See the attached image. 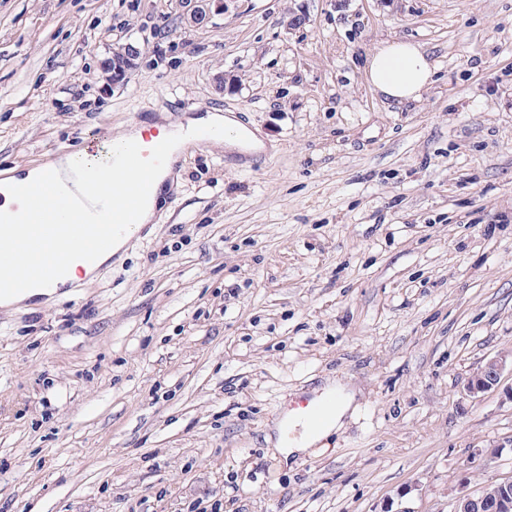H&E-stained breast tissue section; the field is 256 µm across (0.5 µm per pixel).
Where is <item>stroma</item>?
Masks as SVG:
<instances>
[{"label":"stroma","instance_id":"35a3bbf8","mask_svg":"<svg viewBox=\"0 0 512 512\" xmlns=\"http://www.w3.org/2000/svg\"><path fill=\"white\" fill-rule=\"evenodd\" d=\"M194 6L0 0V171L141 112L265 143L188 147L121 252L0 306V512H449L512 476V399L463 390L512 356V0ZM397 38L436 65L421 100L367 83ZM335 384L355 411L284 464L289 401Z\"/></svg>","mask_w":512,"mask_h":512}]
</instances>
